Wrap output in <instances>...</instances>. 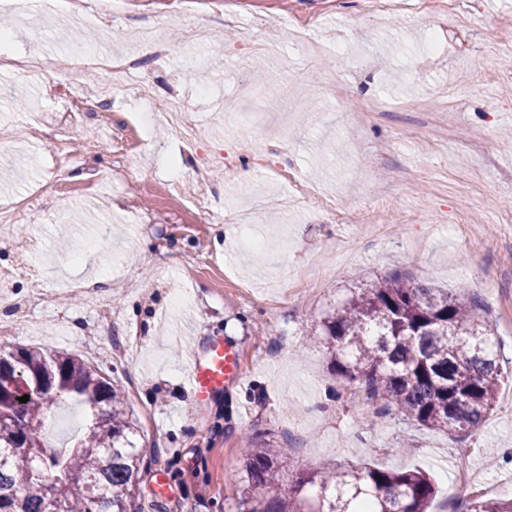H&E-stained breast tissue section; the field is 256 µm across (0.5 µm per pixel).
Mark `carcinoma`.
Listing matches in <instances>:
<instances>
[{
	"instance_id": "1",
	"label": "carcinoma",
	"mask_w": 512,
	"mask_h": 512,
	"mask_svg": "<svg viewBox=\"0 0 512 512\" xmlns=\"http://www.w3.org/2000/svg\"><path fill=\"white\" fill-rule=\"evenodd\" d=\"M483 305L388 274L351 293L322 325L331 370L353 394L418 426L471 433L495 406L503 366ZM75 395L92 412L66 449L45 433L50 407ZM27 395L29 400L19 402ZM120 390L65 353H0V512H130L143 459ZM249 512H428L435 486L421 470L293 471L288 449L245 438ZM316 486L315 502L303 496ZM466 512H512V499L471 500Z\"/></svg>"
}]
</instances>
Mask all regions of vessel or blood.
<instances>
[{
	"label": "vessel or blood",
	"mask_w": 512,
	"mask_h": 512,
	"mask_svg": "<svg viewBox=\"0 0 512 512\" xmlns=\"http://www.w3.org/2000/svg\"><path fill=\"white\" fill-rule=\"evenodd\" d=\"M242 380L238 350L223 337H210L193 352L187 383L195 403H204L224 388L241 384Z\"/></svg>",
	"instance_id": "obj_1"
}]
</instances>
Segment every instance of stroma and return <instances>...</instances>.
<instances>
[{
  "instance_id": "35a3bbf8",
  "label": "stroma",
  "mask_w": 512,
  "mask_h": 512,
  "mask_svg": "<svg viewBox=\"0 0 512 512\" xmlns=\"http://www.w3.org/2000/svg\"><path fill=\"white\" fill-rule=\"evenodd\" d=\"M24 3L0 0V19L12 24L0 48V206H14L16 222L0 229V275L27 300L19 309L0 300V321L15 325L0 351L72 354L125 394L143 457L137 508L160 471L171 493L157 512H246L248 435L289 446L297 471H426L432 512L477 496L511 498L512 373L478 430L446 434L379 416L343 391L318 336L354 289L397 270L476 296L512 357V0H474L466 31L448 0H224L201 16L181 0H129L117 31L106 19ZM301 22L311 45L294 39ZM194 25L200 37L173 41L162 65L138 38ZM87 33L93 50L138 57L156 95L139 102L133 75L118 93H101L99 73L87 70L78 97L98 98L111 123L86 119L71 138L99 142L98 154L57 170L44 125L78 97L52 88ZM254 39L271 49L259 66L240 68ZM45 58L54 75L37 68ZM17 59L26 68L14 67ZM283 91L291 114L282 161L300 181L327 188L333 205L295 198L292 184L251 164L237 179L220 170L199 179L212 222L169 199L170 180L213 155L245 141L262 148L278 127L269 103ZM174 95L201 133V151L188 157L161 118ZM243 112L265 113L267 128H243ZM114 123L146 130L147 144L128 146L141 191L112 175ZM243 211L252 233L267 235L265 247L241 246L231 217ZM76 251L81 260L69 262ZM34 282L43 295L32 300ZM84 284L97 285L119 317H99ZM173 284L186 290L181 301L170 297ZM130 325L142 344L121 361L110 350ZM207 336L238 347L244 380L199 405L186 370ZM51 412L61 448L90 414L72 398Z\"/></svg>"
}]
</instances>
